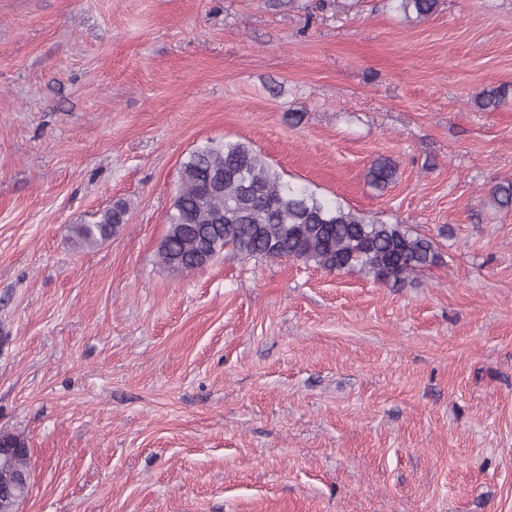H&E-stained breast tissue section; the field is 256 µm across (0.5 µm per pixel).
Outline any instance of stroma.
<instances>
[{
    "mask_svg": "<svg viewBox=\"0 0 512 512\" xmlns=\"http://www.w3.org/2000/svg\"><path fill=\"white\" fill-rule=\"evenodd\" d=\"M224 139L439 261L398 284L229 250L167 268L179 167ZM507 181L512 0H0L18 512H512ZM395 175L396 165L386 158L375 160L368 170L370 183L380 189L387 187L394 180ZM126 207L116 204L105 210L98 220L90 224H74L70 231L76 240L86 246H95L112 238L125 222Z\"/></svg>",
    "mask_w": 512,
    "mask_h": 512,
    "instance_id": "obj_1",
    "label": "stroma"
}]
</instances>
